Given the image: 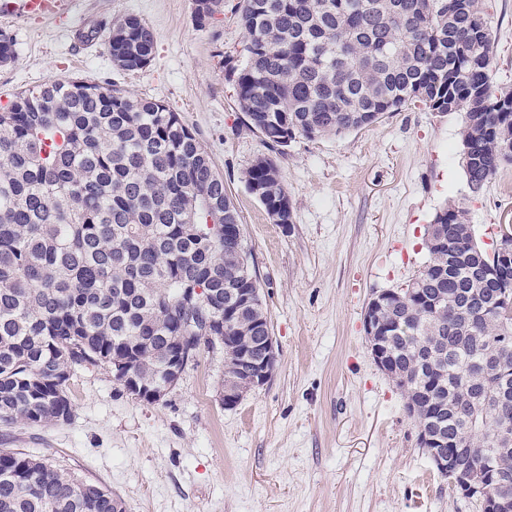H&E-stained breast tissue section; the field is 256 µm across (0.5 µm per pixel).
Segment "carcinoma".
<instances>
[{
  "label": "carcinoma",
  "mask_w": 512,
  "mask_h": 512,
  "mask_svg": "<svg viewBox=\"0 0 512 512\" xmlns=\"http://www.w3.org/2000/svg\"><path fill=\"white\" fill-rule=\"evenodd\" d=\"M483 0H239L243 60L232 64L239 110L270 151L299 137L340 136L421 103L464 114L469 189L512 162V90L490 91L491 38ZM224 0H194L197 23ZM113 65L140 70L155 35L136 16L112 23ZM0 32V66L15 60ZM453 110H448V104ZM241 182L269 218L287 211L276 161L262 155ZM441 225L455 252L425 240L416 294L388 297L380 341L418 430L437 426L448 452H488L494 490L512 498V308L494 303L512 268L494 266L461 206ZM239 210L202 143L164 102L105 82L51 80L0 112V424L67 422L75 365L125 360L139 385L167 381L176 341L200 356L224 343L241 381L265 354L269 321ZM470 388L460 389V373ZM0 512H126L112 492L44 460L0 449Z\"/></svg>",
  "instance_id": "carcinoma-1"
}]
</instances>
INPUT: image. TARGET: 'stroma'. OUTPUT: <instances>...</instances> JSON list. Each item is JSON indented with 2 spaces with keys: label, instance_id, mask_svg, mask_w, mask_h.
Listing matches in <instances>:
<instances>
[{
  "label": "stroma",
  "instance_id": "1",
  "mask_svg": "<svg viewBox=\"0 0 512 512\" xmlns=\"http://www.w3.org/2000/svg\"><path fill=\"white\" fill-rule=\"evenodd\" d=\"M225 12L202 27L194 0H71L40 22L0 18L16 59L0 67V107L63 77L117 85L178 112L209 152L238 207L276 346L271 380L225 408L222 355L202 353L154 403L101 367H75L65 423L0 427V448L41 457L107 487L126 512H479L452 492L427 454L395 383L374 363L363 327L374 293L396 290L427 259L423 238L447 205L468 212L480 241L512 222V163L471 192L464 116L410 106L339 137L297 139L277 163L293 222L268 219L241 181L267 147L236 107L227 58L245 31ZM494 90L512 89V0H484ZM154 32L151 63L113 66L112 21Z\"/></svg>",
  "mask_w": 512,
  "mask_h": 512
}]
</instances>
